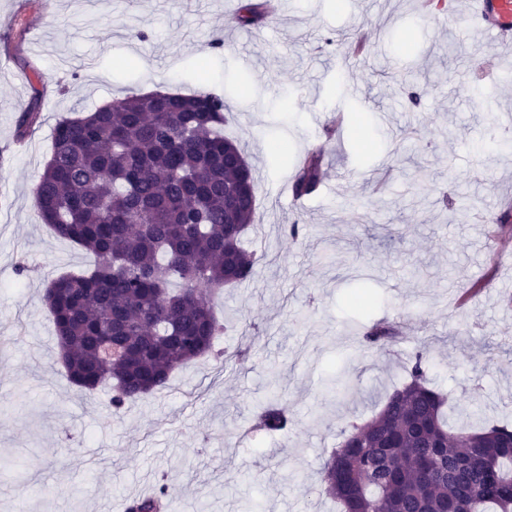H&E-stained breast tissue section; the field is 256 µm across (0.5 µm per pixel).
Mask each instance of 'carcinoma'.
<instances>
[{
	"label": "carcinoma",
	"mask_w": 512,
	"mask_h": 512,
	"mask_svg": "<svg viewBox=\"0 0 512 512\" xmlns=\"http://www.w3.org/2000/svg\"><path fill=\"white\" fill-rule=\"evenodd\" d=\"M265 18L241 0V27ZM224 99L214 94H133L57 123L35 188L54 234L99 257L92 269L61 276L44 302L58 361L73 386L112 384L118 413L167 386L174 371L207 354L224 331L202 294L249 279L243 246L257 186L236 143L224 136ZM38 113L17 120L23 139ZM323 150L299 159L294 191H315ZM384 347L395 326L365 335ZM409 380L364 424L342 432L322 468L323 491L342 512H512V428L454 429L447 397L429 385L426 361L409 359ZM288 413L270 403L254 427L280 431ZM165 490L133 499L128 512H160Z\"/></svg>",
	"instance_id": "1"
}]
</instances>
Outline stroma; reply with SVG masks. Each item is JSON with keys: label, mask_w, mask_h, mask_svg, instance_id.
<instances>
[{"label": "stroma", "mask_w": 512, "mask_h": 512, "mask_svg": "<svg viewBox=\"0 0 512 512\" xmlns=\"http://www.w3.org/2000/svg\"><path fill=\"white\" fill-rule=\"evenodd\" d=\"M239 0H0V512H101L165 488L170 512H336L322 467L424 352L451 422L512 424V124L488 119L464 76L500 62L467 38L465 0L441 23L417 0H264L240 27ZM366 54L343 60L355 37ZM358 87L350 97L348 87ZM221 96L224 127L253 166L250 280L212 298L226 330L214 355L120 414L112 389L62 374L47 282L96 258L58 238L34 190L65 118L133 93ZM36 108L27 151L17 118ZM288 145V160L272 156ZM324 146L323 179L293 199L291 157ZM474 200L464 220L451 206ZM302 224L293 240L283 228ZM368 307L351 305L358 289ZM399 323L397 349L363 334ZM245 363L233 360L238 350ZM339 378L350 391L334 394ZM292 418L253 433L261 406ZM265 18L263 4L253 0H241L235 13V22L241 27L260 23Z\"/></svg>", "instance_id": "35a3bbf8"}]
</instances>
